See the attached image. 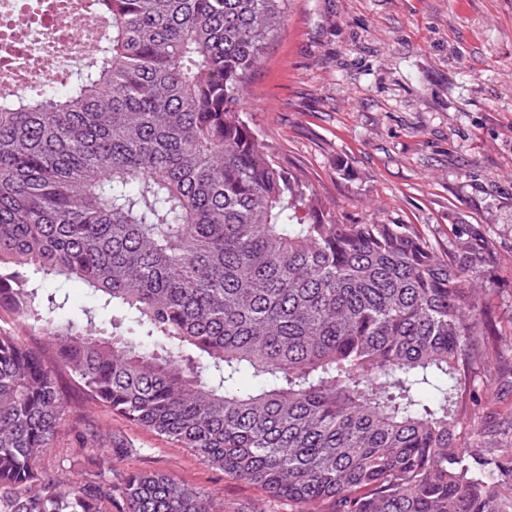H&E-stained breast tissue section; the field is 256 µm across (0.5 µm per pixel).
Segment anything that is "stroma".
Instances as JSON below:
<instances>
[{
  "label": "stroma",
  "mask_w": 512,
  "mask_h": 512,
  "mask_svg": "<svg viewBox=\"0 0 512 512\" xmlns=\"http://www.w3.org/2000/svg\"><path fill=\"white\" fill-rule=\"evenodd\" d=\"M241 117L345 224H408L444 257L477 232L494 257L480 283L499 341L512 339V0H291L247 80ZM486 455H512V352L469 384ZM118 448L96 456L77 434ZM48 474H165L224 512L291 503L101 407L65 422Z\"/></svg>",
  "instance_id": "obj_1"
}]
</instances>
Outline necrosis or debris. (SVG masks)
Returning a JSON list of instances; mask_svg holds the SVG:
<instances>
[{
    "label": "necrosis or debris",
    "mask_w": 512,
    "mask_h": 512,
    "mask_svg": "<svg viewBox=\"0 0 512 512\" xmlns=\"http://www.w3.org/2000/svg\"><path fill=\"white\" fill-rule=\"evenodd\" d=\"M83 0H39L38 13L0 0V93L58 83L70 63L86 58L99 31L82 11Z\"/></svg>",
    "instance_id": "necrosis-or-debris-1"
}]
</instances>
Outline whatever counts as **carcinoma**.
Wrapping results in <instances>:
<instances>
[{
	"label": "carcinoma",
	"mask_w": 512,
	"mask_h": 512,
	"mask_svg": "<svg viewBox=\"0 0 512 512\" xmlns=\"http://www.w3.org/2000/svg\"><path fill=\"white\" fill-rule=\"evenodd\" d=\"M290 0H91L111 25L63 91L0 98V512H112L114 486L39 470L64 394L180 442L296 512H512L511 457L462 376L487 363L485 241L341 224L240 117ZM135 310L136 339L58 322L33 276ZM248 374L253 385L240 384ZM125 512H214L132 474ZM0 327L15 330L19 336H23L31 344H43L46 342L41 330L31 329L27 323L19 320L14 313L5 307L0 308Z\"/></svg>",
	"instance_id": "cac0c4a2"
}]
</instances>
